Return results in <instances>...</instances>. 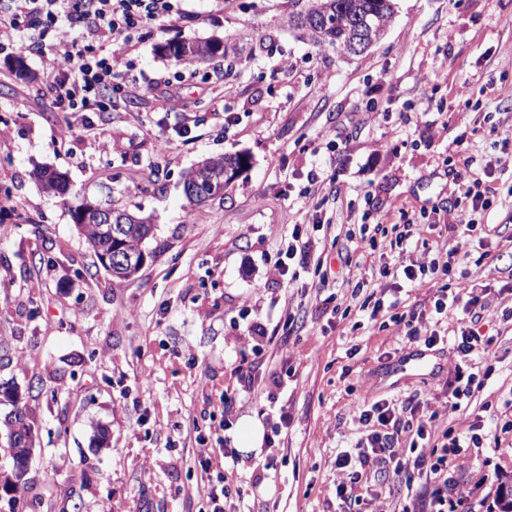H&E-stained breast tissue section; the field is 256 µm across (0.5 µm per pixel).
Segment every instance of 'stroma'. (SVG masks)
Here are the masks:
<instances>
[{
    "label": "stroma",
    "mask_w": 512,
    "mask_h": 512,
    "mask_svg": "<svg viewBox=\"0 0 512 512\" xmlns=\"http://www.w3.org/2000/svg\"><path fill=\"white\" fill-rule=\"evenodd\" d=\"M288 0H181L164 31L135 36L117 53L128 75L107 110L57 111L40 56L24 54L28 80L0 54V383L18 386L39 431L24 502L66 512H210L205 481L240 491L238 512H336V458L363 428L360 400L435 396L433 433L480 422L483 447L448 459L473 512H491L512 483V446L494 444L512 413V260L470 272L488 288L484 329L497 337L494 371L467 407L454 408V340L428 351L426 367L401 368L412 345L396 326L378 329L353 296L355 280L417 309L428 329L455 328L436 314L434 287L381 277L392 255H354L323 311L274 275L293 229L331 257L362 214L424 217L414 256L446 244L479 254L478 239L448 235L456 185L455 140L467 134L475 168L512 158V0H395L383 38L347 56L300 37ZM217 38L229 45L202 65L183 99L158 111L155 92L175 62L160 44ZM69 136H62L65 126ZM189 137H182V130ZM339 135L327 148L326 135ZM105 141L116 152L101 150ZM244 152L250 165L223 198L190 208L183 177L201 159ZM38 165L65 172L72 198L88 196L151 217L150 257L131 280L101 267L71 220L69 201L45 192ZM334 177L341 195L307 191L310 171ZM501 196L483 218L512 250V172L493 176ZM331 228L307 223L314 212ZM291 329H284L287 314ZM248 364L262 388L242 389ZM232 396V410L223 399ZM288 427L274 435L280 413ZM259 419L274 469L254 455L203 472L199 451L233 448L241 420ZM110 445L96 447L93 425ZM363 512H421L405 491L360 482Z\"/></svg>",
    "instance_id": "stroma-1"
}]
</instances>
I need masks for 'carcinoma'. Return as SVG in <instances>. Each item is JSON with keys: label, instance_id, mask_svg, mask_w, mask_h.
<instances>
[{"label": "carcinoma", "instance_id": "1", "mask_svg": "<svg viewBox=\"0 0 512 512\" xmlns=\"http://www.w3.org/2000/svg\"><path fill=\"white\" fill-rule=\"evenodd\" d=\"M292 10L288 13V26L302 31L315 44L328 46L338 53L355 55L353 44L368 31L380 38L384 35L387 24L394 14L393 0H291ZM328 17V29H319L313 23L315 17ZM160 51L176 61H190L198 64L211 60L218 54H226V46L219 39L205 41L167 42L159 46ZM227 163L242 165L247 163L245 156L209 157L198 162L201 171L189 170L184 178L197 175L201 183L220 174ZM36 176L43 189L58 197L64 198L70 192L66 177L45 167L36 168ZM103 204L90 198H83L77 205L70 208L73 224L88 244L101 251L111 247L112 237L108 227L92 220L85 215L94 214Z\"/></svg>", "mask_w": 512, "mask_h": 512}]
</instances>
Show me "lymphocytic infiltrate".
<instances>
[{"mask_svg":"<svg viewBox=\"0 0 512 512\" xmlns=\"http://www.w3.org/2000/svg\"><path fill=\"white\" fill-rule=\"evenodd\" d=\"M177 11V0H5L0 5V53L35 52L43 56L58 110H102L125 83L110 46L125 43L143 30H162L166 19ZM61 21L76 28V36L50 44H35L20 37L24 27L42 25L49 29ZM488 176L485 169L455 171L464 205L448 226L451 235L464 239L475 235L480 241H491L489 229L479 220L493 204ZM417 226L415 218L405 217L403 223L382 229L380 238L356 239L354 249L404 254L417 235ZM400 275L412 283L425 279L436 283L435 312H454L460 330L456 347L462 356L455 371V392L472 396L483 387L476 360L490 357L496 342L495 336L482 334L478 328L487 304L485 292L473 288L455 248L438 249L426 263L410 262ZM355 292L361 295L360 308L368 312L370 320L389 318L412 343L431 348L440 342V334L427 331L416 312L399 315L395 303L385 302L371 291L368 280H358ZM356 412L364 428L359 447L355 454L336 459V496L342 505L358 503L355 487L366 467L374 466L398 485L408 489L420 486L425 512H471L469 490L448 488V451L467 443L480 446L478 433L465 440L449 430L432 436L429 427L438 411L427 394L401 402L364 400L357 403Z\"/></svg>","mask_w":512,"mask_h":512,"instance_id":"f902f5d3","label":"lymphocytic infiltrate"}]
</instances>
